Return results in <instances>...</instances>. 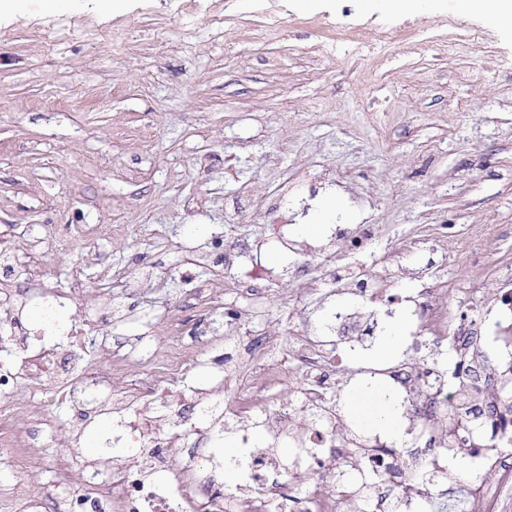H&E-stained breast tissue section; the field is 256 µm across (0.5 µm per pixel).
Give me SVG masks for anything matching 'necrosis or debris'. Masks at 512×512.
<instances>
[{"label": "necrosis or debris", "mask_w": 512, "mask_h": 512, "mask_svg": "<svg viewBox=\"0 0 512 512\" xmlns=\"http://www.w3.org/2000/svg\"><path fill=\"white\" fill-rule=\"evenodd\" d=\"M295 187L287 179L274 188L244 185L228 208V223L259 219L269 224V231L257 233L247 246L214 232L203 245L186 249L174 270L183 277L219 265L217 277L199 281L198 298L213 302L228 291L257 300L274 286L258 256L275 245L295 255L292 273L301 290L330 286L372 302L365 314L346 305L335 307L329 332L318 336L310 335L303 321L290 319L291 356L286 361L272 358L267 339L252 326L251 314L239 308L225 309L223 329L208 319H177L169 344L144 342L139 353L129 352L119 337L101 332L111 309L77 320L62 317L65 307L85 305L87 285L80 275H72L62 288L47 268L28 275L18 272L19 252L54 244L52 235L39 230L19 244L0 240V271L5 274L0 281V467H14L35 449L46 447L58 429L52 412L58 402L73 413L69 429L75 440L98 418L109 417L113 428L105 446L125 458L119 465L86 463L84 482L76 489L52 493L43 485L16 481L0 489V512H40L47 501L53 512H344L353 496L351 486L344 483L339 491H328L320 475L325 463L349 460L358 445L336 409L338 341L364 332L377 315L376 304L393 303L397 297L392 282L368 274L360 261L368 245L382 236V225L334 228L327 247L288 236L284 210ZM106 234L119 237L120 229L112 224L69 225V237L81 245L80 264L109 267L108 257L97 248ZM499 234L498 227L477 224L452 241L446 225L413 224L393 244L409 254L425 244L443 250L455 245L473 259L472 291L478 294L486 272L487 242ZM341 257L346 260L342 266L337 263ZM32 301L43 313L37 328L21 316ZM412 303L410 358L401 368L374 369L370 376L391 381L419 432L410 447L370 448L363 455L365 471L398 489L409 510L415 506L417 474L448 476L442 425L448 411V375L438 367L423 369L414 358L415 352L447 345L448 290L436 275L420 276ZM92 336L110 356L106 365L91 362L86 353V340ZM218 346L240 349L251 379L247 385L230 387L227 370H220L194 388V412L186 414L170 399L169 386L203 365L202 351ZM290 364L302 372L294 389L296 404L273 408ZM22 384L29 400L20 408L15 392ZM231 424L237 428L236 449L228 457L223 445ZM257 424L273 441L296 448L298 463L306 471L298 498L288 497L279 463L254 441L252 428ZM169 448L178 449L179 465H170L165 454Z\"/></svg>", "instance_id": "4bbe7bcc"}]
</instances>
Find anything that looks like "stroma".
<instances>
[{"label": "stroma", "mask_w": 512, "mask_h": 512, "mask_svg": "<svg viewBox=\"0 0 512 512\" xmlns=\"http://www.w3.org/2000/svg\"><path fill=\"white\" fill-rule=\"evenodd\" d=\"M0 12V226L25 237L49 227L64 240L47 253L60 283L77 264L70 224H120L123 239L99 249L113 269L165 272L182 245L204 242L224 224V201L241 183L272 185L283 175L336 166L335 186L293 194L306 241L324 243L331 224H448L452 236L476 224L512 227V32L489 17L439 0L426 14L391 11L367 0H278L279 29L267 34L248 18L250 0H18ZM220 10L222 22L211 21ZM386 29L389 41L355 49L339 30ZM56 39H45L47 30ZM278 156L277 169L266 159ZM166 235L147 239L143 227ZM263 261L279 286L254 309L262 328L287 346L288 318L320 333L326 313L344 301L323 288L299 296L292 260L279 249ZM437 272L449 287L474 275L468 254L421 250L393 254L384 273L406 296L410 268ZM191 280L164 290L133 286L112 307L105 334L169 341L170 310L210 317L192 302ZM393 349L385 342L391 329ZM404 305L382 307L374 335L347 337L336 399L351 433L369 448L387 443L377 425L385 394L364 400L365 372L406 355ZM59 431L47 447L0 480L79 487L82 461L105 455L108 421L71 446V412L57 405ZM73 461L57 471L53 461ZM466 470L427 485L424 512H455Z\"/></svg>", "instance_id": "obj_1"}]
</instances>
